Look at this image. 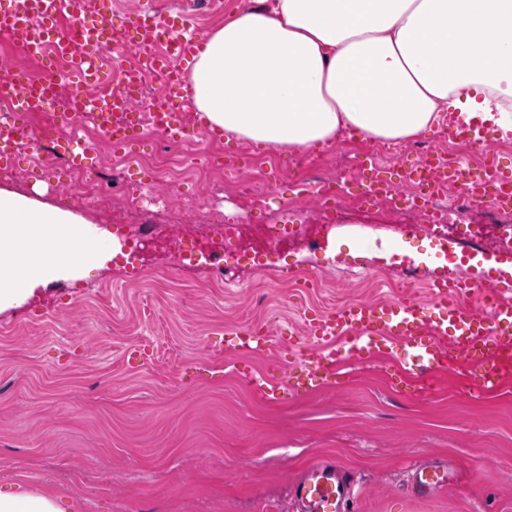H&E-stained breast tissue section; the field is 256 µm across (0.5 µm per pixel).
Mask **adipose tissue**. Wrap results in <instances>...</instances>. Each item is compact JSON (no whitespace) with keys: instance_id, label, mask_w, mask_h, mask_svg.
Segmentation results:
<instances>
[{"instance_id":"ef3b65f1","label":"adipose tissue","mask_w":512,"mask_h":512,"mask_svg":"<svg viewBox=\"0 0 512 512\" xmlns=\"http://www.w3.org/2000/svg\"><path fill=\"white\" fill-rule=\"evenodd\" d=\"M191 101L222 134L294 151L402 143L450 114L512 138V0H253L206 33ZM104 260L81 217L0 189V310ZM0 512H70L0 491Z\"/></svg>"}]
</instances>
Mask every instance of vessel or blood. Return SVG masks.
Segmentation results:
<instances>
[{
    "instance_id": "1",
    "label": "vessel or blood",
    "mask_w": 512,
    "mask_h": 512,
    "mask_svg": "<svg viewBox=\"0 0 512 512\" xmlns=\"http://www.w3.org/2000/svg\"><path fill=\"white\" fill-rule=\"evenodd\" d=\"M0 31L28 50L63 60L65 69L46 67L41 81L16 73L8 60L0 61V101L8 106L9 117L0 120V165L11 166L18 157L17 143L26 140L42 145L44 136L31 119L43 111L45 101L40 85L60 82L103 81L100 56L104 42L112 44L113 72L123 83L110 100L83 94L78 112H52L48 121L80 131L91 123L104 131L114 147L125 148L140 134L138 114L129 91L148 79L158 80L164 91L155 121L169 138L183 141L187 132L181 114L189 106L182 97L184 71L179 63L195 54L202 35L186 16L166 18L140 14L123 29L110 19L87 12L85 0H9L0 6ZM140 58L138 68H127L128 52ZM448 182L465 187L476 197L491 193L496 205H512V176L488 165L480 181H473L467 165L448 172ZM469 280L444 275L428 285V299L420 302L378 300L348 303L336 311L318 316L307 327L311 348L299 356V373L293 384L270 376L260 380L265 398L281 400L286 394H310L323 388L330 374L351 373L368 357L393 367L413 384L448 362V349L464 355L466 363L484 364L477 387L491 394L500 388L501 372L493 361L499 351L512 344V281L506 280L490 295L483 314L468 313L456 302V295L468 292ZM444 468L430 462L413 474L414 495L426 496L445 484ZM297 512H348L354 484L335 461L319 458L310 463L291 484Z\"/></svg>"
}]
</instances>
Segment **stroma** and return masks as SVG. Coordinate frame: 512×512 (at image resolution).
<instances>
[{"instance_id": "obj_1", "label": "stroma", "mask_w": 512, "mask_h": 512, "mask_svg": "<svg viewBox=\"0 0 512 512\" xmlns=\"http://www.w3.org/2000/svg\"><path fill=\"white\" fill-rule=\"evenodd\" d=\"M219 146L226 193L171 166L176 223L191 222L194 202L234 224H263L293 199L294 152L233 138ZM272 166L264 205L233 195ZM18 171L0 189L83 216L110 258L0 311V488L58 492L71 512H296L289 485L319 454L354 478L351 512H512V377L493 396L466 399L465 380L446 370L431 393L408 396L370 358L341 385L280 403L248 383L292 361L308 318L388 296L377 278L417 269L423 300L440 275L512 276V243L498 225L461 222L445 241L412 237L376 213L356 178L345 190L361 213L323 223L313 250L269 243L265 255L240 262L227 292L205 265H173L174 242L157 236L131 253L96 198L60 196L68 181L53 185L27 159ZM279 271L315 285L291 288ZM253 326L272 332L268 351L225 348V330ZM134 347L144 359L131 364ZM427 460L445 465L448 481L417 498L407 491L411 469Z\"/></svg>"}]
</instances>
